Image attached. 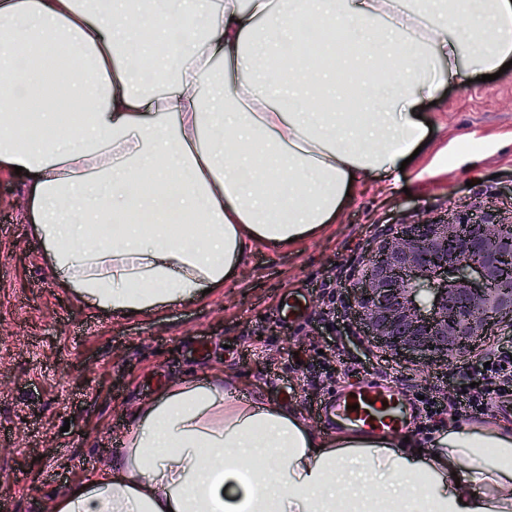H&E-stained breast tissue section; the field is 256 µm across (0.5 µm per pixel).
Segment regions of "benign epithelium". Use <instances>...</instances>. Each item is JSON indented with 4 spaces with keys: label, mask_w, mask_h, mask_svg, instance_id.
Listing matches in <instances>:
<instances>
[{
    "label": "benign epithelium",
    "mask_w": 512,
    "mask_h": 512,
    "mask_svg": "<svg viewBox=\"0 0 512 512\" xmlns=\"http://www.w3.org/2000/svg\"><path fill=\"white\" fill-rule=\"evenodd\" d=\"M347 311L381 351L448 368L495 327L512 328V215L475 205L399 225L363 257Z\"/></svg>",
    "instance_id": "1"
}]
</instances>
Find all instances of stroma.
I'll list each match as a JSON object with an SVG mask.
<instances>
[{
  "instance_id": "stroma-1",
  "label": "stroma",
  "mask_w": 512,
  "mask_h": 512,
  "mask_svg": "<svg viewBox=\"0 0 512 512\" xmlns=\"http://www.w3.org/2000/svg\"><path fill=\"white\" fill-rule=\"evenodd\" d=\"M426 145L391 179H368L338 223L284 248L251 247L235 276L195 302L147 316L106 314L64 288L28 219L23 184L0 171V498L53 512L66 487L107 466L134 411L172 383L219 372L332 436L321 404L359 375L388 372L410 398L447 377L358 336L345 296L365 252L397 224L484 202L512 210V68L452 81L420 109ZM306 297L301 321L278 309Z\"/></svg>"
}]
</instances>
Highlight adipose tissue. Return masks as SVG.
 <instances>
[{"label": "adipose tissue", "mask_w": 512, "mask_h": 512, "mask_svg": "<svg viewBox=\"0 0 512 512\" xmlns=\"http://www.w3.org/2000/svg\"><path fill=\"white\" fill-rule=\"evenodd\" d=\"M303 11L359 34L366 111L338 95L308 112L264 79L268 46ZM140 20L137 40L109 2L0 0V167L26 174L52 272L115 317L195 301L252 244L336 223L350 187L425 138L426 99L512 57V0H167ZM41 46L71 58L48 86ZM53 512H512V428L461 421L424 447L326 438L217 374L140 405L111 462Z\"/></svg>", "instance_id": "obj_1"}]
</instances>
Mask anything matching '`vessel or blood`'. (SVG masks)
<instances>
[{"label": "vessel or blood", "instance_id": "obj_1", "mask_svg": "<svg viewBox=\"0 0 512 512\" xmlns=\"http://www.w3.org/2000/svg\"><path fill=\"white\" fill-rule=\"evenodd\" d=\"M399 390L365 380L337 391L323 406L328 422L346 424L358 431L394 432L409 428L412 415L402 408Z\"/></svg>", "mask_w": 512, "mask_h": 512}]
</instances>
